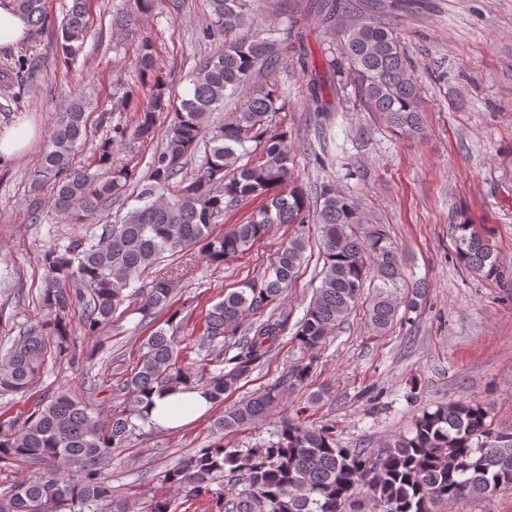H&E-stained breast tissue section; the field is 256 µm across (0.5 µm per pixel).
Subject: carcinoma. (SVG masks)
Masks as SVG:
<instances>
[{"instance_id": "obj_1", "label": "carcinoma", "mask_w": 512, "mask_h": 512, "mask_svg": "<svg viewBox=\"0 0 512 512\" xmlns=\"http://www.w3.org/2000/svg\"><path fill=\"white\" fill-rule=\"evenodd\" d=\"M32 31L41 33L43 0H14ZM158 0H137V11L118 16L115 24L129 35ZM210 23L202 37L214 51L202 59L185 96L168 92L156 78L144 96L133 124L112 123L101 115L102 135L87 165L75 155L89 138L86 103L71 96L60 120L47 136L32 179L51 188L52 211L68 224L86 225L85 233L43 250L44 288L39 294L42 321L23 328L0 352V392L26 393L42 379L52 359L76 352L71 338L73 314L80 312L87 336H101L112 315L127 300L135 280L149 277L165 258L201 247L208 261L221 265L248 251L271 224L320 225L324 265L320 286L298 321L293 336L306 353L321 348L357 305L367 281L373 282L366 321L383 335L413 311L425 286L408 284L398 252L383 226L369 222L358 201L332 185L321 187L320 208L294 175L288 130H273L280 91L269 77L282 67L285 53L277 40L241 38L250 0H208ZM326 27L335 30L346 5L317 0ZM91 31L87 0H71L60 25L62 59L76 64ZM340 59L325 61L332 76L317 68L310 91L314 112L336 111L333 99L343 82L354 85L370 112L383 114L391 127L416 135L423 126L421 87L416 67L397 33L380 23L341 30ZM139 63L144 74L155 67L151 37H141ZM237 106L224 122L210 117ZM170 116L162 146L151 157L145 177L114 163L118 148L153 137L162 115ZM261 157L251 158L249 144ZM204 155L195 161L199 148ZM145 182L136 205L115 220L105 219L112 199L131 184ZM260 199L262 204L242 224L220 236L212 226L224 210ZM101 227L96 232L95 227ZM456 259L487 278L512 285V269L503 267L490 237L474 225H453ZM307 248L292 238L262 275L245 282L211 306L193 346L202 359L185 361L178 330L189 316L171 310V281L153 279L136 289L142 320L168 314L166 327L153 331L138 360L116 377L122 404L102 420L93 405L66 391L41 399L18 424L0 423V465H22L27 476L0 500V512H130L101 474L112 449L125 448L147 424L143 404L154 393L200 386L212 405L224 404L278 345L288 315L278 312L296 280ZM255 317L243 326L246 316ZM313 362L293 365L288 374L248 400L224 409L214 420L215 439L166 474V482L193 497L204 496L209 512H437V506L488 496L512 486V422L496 424L477 403L450 401L415 418L411 430L372 455L342 448L332 426L307 424L305 409L281 417L269 438L245 450L224 447V435L264 422L288 395L305 384ZM218 488H212V485ZM366 489V499L355 498Z\"/></svg>"}]
</instances>
